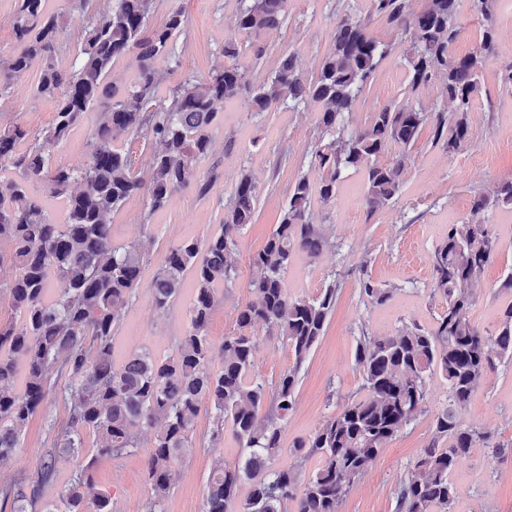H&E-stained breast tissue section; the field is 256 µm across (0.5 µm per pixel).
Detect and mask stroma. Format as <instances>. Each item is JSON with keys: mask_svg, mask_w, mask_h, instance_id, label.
I'll return each mask as SVG.
<instances>
[{"mask_svg": "<svg viewBox=\"0 0 512 512\" xmlns=\"http://www.w3.org/2000/svg\"><path fill=\"white\" fill-rule=\"evenodd\" d=\"M55 6L66 15L55 63L67 69L81 47L87 18L71 8L68 0H56ZM172 7L185 12L189 28L175 40L179 66L157 93L158 103L165 105L171 101L170 88L184 78L202 79L223 68L225 41L243 39L235 24L236 0H156L150 26L160 25ZM347 9L366 14V0H289L287 25L264 38L265 60L242 58L253 82L267 79L278 57L288 52L297 55L306 77H315L331 50L336 16ZM395 44L394 54L380 66L351 112V128L364 127L374 108L390 101L409 107L444 105L437 83L410 89L402 60L405 46ZM496 44L495 53L483 64V91L468 114L466 146L451 154L432 143L430 134H422L412 148L413 161L403 176L400 195L374 215H367L363 207L364 173L360 170L349 174L334 204L314 205L318 222L324 224L336 247L313 265L296 260L284 282L290 295L301 298L315 297L334 280L342 290L324 336L302 365L295 408L282 433L285 453L280 464L289 463L287 450L297 439L313 434L357 393L361 375L353 352L361 333L387 336L404 323L434 325L444 301L432 292L433 250L449 225L468 214L474 192L492 193L498 183L512 178V87L499 81L500 75L512 71V0H499ZM41 68V63H34L27 76L14 82L9 98L0 100V126L18 124L35 133L52 123L53 102L33 99L30 92ZM218 110L221 120L212 130V150L197 164L198 176L212 181L207 195L192 190L177 194L165 211L151 217L143 200L135 197L110 217L113 239L124 242L142 236L148 256L146 282L125 310L114 338L118 357L141 349L161 358L174 354L186 328L190 295L182 293L169 308H157L148 280L168 250L183 238H204L219 230L224 205L241 172L247 171L256 183L258 208L254 223L244 228L231 257L236 282L219 291L212 315V339L222 343L235 328L236 307L250 298L246 290L251 276L249 257L278 224L289 187L300 176L313 180L320 176L310 164V149L318 137V106L254 112L222 104ZM489 228L502 248L473 289L472 309L473 322L487 336L497 329L500 309L512 302V290L500 288L505 274L512 271V210L491 212ZM365 275L379 286L396 289L393 301L381 307L363 302L357 283ZM255 357L256 374L268 382L277 380L293 364L287 346L265 335L258 338ZM446 397L445 380L432 375L425 412L387 443L351 489L340 512H396L395 490L429 442L434 415ZM64 416L58 396H51L31 419L17 455L0 462V482L37 470L48 446V421ZM460 418L490 435L492 445L474 448L459 460L451 475L459 490L453 512H512V361L499 363L482 379ZM212 428L213 413L205 402L195 425V446L177 462L174 487L156 507L158 512H202L205 484L213 467L220 462L231 466L238 460L240 449L232 436L210 442ZM152 441L148 432L140 448L130 453L96 457L92 479L96 488L111 495L113 512L153 508L145 471ZM496 444L507 446L508 454H495L492 447Z\"/></svg>", "mask_w": 512, "mask_h": 512, "instance_id": "35a3bbf8", "label": "stroma"}]
</instances>
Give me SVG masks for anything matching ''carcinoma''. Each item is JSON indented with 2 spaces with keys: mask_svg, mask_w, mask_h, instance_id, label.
I'll return each instance as SVG.
<instances>
[{
  "mask_svg": "<svg viewBox=\"0 0 512 512\" xmlns=\"http://www.w3.org/2000/svg\"><path fill=\"white\" fill-rule=\"evenodd\" d=\"M73 2L88 24L71 69L60 70L53 60L64 21L53 0H19L16 48L0 57V99L39 59L32 97L55 104L53 122L38 133L0 126V272L11 269L0 277V295L22 316L18 324H0V462L21 448L31 418L61 380L66 412L65 420L50 424L51 447L37 471L0 484V499L11 502L12 512H112V498L92 481L91 459L79 462L61 504L41 502L38 491L54 481L58 455L80 457L85 433L97 437L98 454L119 455L141 447V431L159 422L146 456L157 505L173 487L175 464L192 447L206 398L215 412L211 441L230 429L240 456L234 466L210 473L202 512H339L385 445L425 411L426 382L438 372L448 385L447 403L434 415L429 444L400 481L397 512H453L458 490L452 471L471 449L489 444L460 422L459 410L498 363L512 360V302L501 309L493 336L483 335L470 319L473 287L501 249L488 214L512 209V178L491 194L475 193L469 214L448 225L431 254L432 291L445 302L434 326L404 324L389 336H360L354 362L363 395L294 442L288 449L291 465L277 464L283 427L294 409L302 364L325 333L339 288L333 282L314 298L293 297L284 277L296 258L312 263L336 248L316 223L312 204L315 198L335 202L348 170L365 172L363 200L371 215L400 195L411 148L424 130L450 154L468 142V113L482 89L483 58L495 50L497 0H473L483 34L479 47L464 56L451 55L460 35L458 0H424L417 12L412 0H368V16L347 12L334 25L333 45L316 79H306L290 54L259 85L251 82L240 56L249 52L259 61L266 55L263 38L286 25L289 0H237L235 20L244 42L224 41V67L206 79L177 84L167 106L156 103V94L179 66L174 39L187 31L184 11L171 9L165 23L150 30L154 0ZM371 15L386 18L396 38L408 44L411 89L440 80L452 110L387 103L375 109L367 126L348 128L349 114L393 50L370 33ZM118 59L134 74L127 86L110 79ZM220 101H240L258 112L320 105L321 137L311 147L310 163L322 175L316 183L306 175L298 178L277 227L250 256L246 288L253 299L236 309V331L220 345V371L210 367L211 318L218 290L235 283L228 257L257 210L256 186L245 171L224 206L220 231L171 247L150 281L155 304L164 309L181 295L186 274H193L177 355L161 360L141 350L118 364L115 331L141 287L146 258L136 241L112 240L109 216L133 197L142 198L152 216L180 191L209 192L211 181L197 178L196 164L210 153ZM91 114L95 123L83 165L52 166V149ZM119 132L154 145L147 173L136 172L131 157L114 148ZM34 186L63 200L61 221L32 195ZM359 288L373 306L387 305L397 293L369 278L360 279ZM259 327L294 356L274 383L255 374ZM311 460L317 467L309 471ZM244 480L251 491L239 503L236 492Z\"/></svg>",
  "mask_w": 512,
  "mask_h": 512,
  "instance_id": "cac0c4a2",
  "label": "carcinoma"
}]
</instances>
